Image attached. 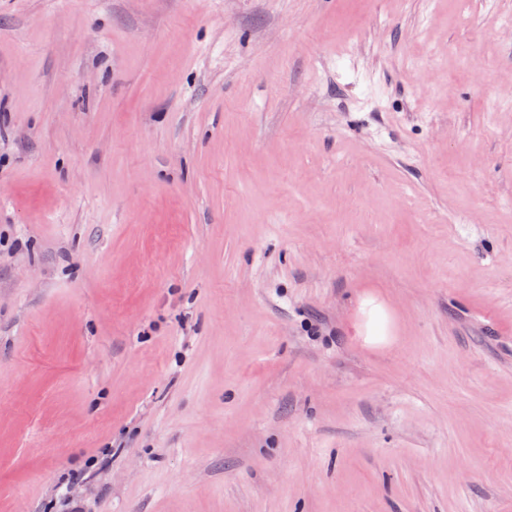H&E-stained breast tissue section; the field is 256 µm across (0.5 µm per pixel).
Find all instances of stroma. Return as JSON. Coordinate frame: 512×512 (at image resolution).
<instances>
[{"mask_svg": "<svg viewBox=\"0 0 512 512\" xmlns=\"http://www.w3.org/2000/svg\"><path fill=\"white\" fill-rule=\"evenodd\" d=\"M509 22L0 0V512H512ZM361 311L367 316L366 342L384 343L389 338L390 317L385 305L373 297H365L360 303Z\"/></svg>", "mask_w": 512, "mask_h": 512, "instance_id": "1", "label": "stroma"}]
</instances>
